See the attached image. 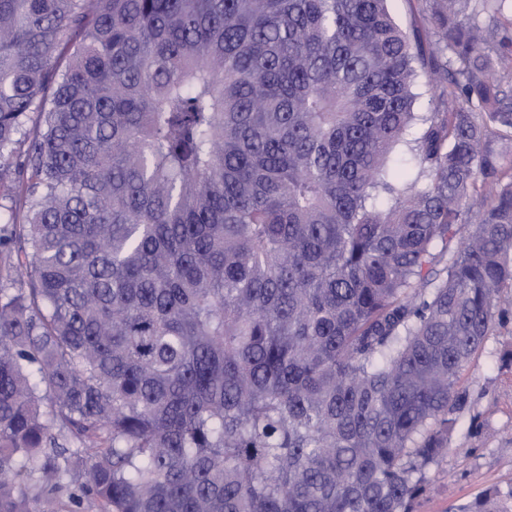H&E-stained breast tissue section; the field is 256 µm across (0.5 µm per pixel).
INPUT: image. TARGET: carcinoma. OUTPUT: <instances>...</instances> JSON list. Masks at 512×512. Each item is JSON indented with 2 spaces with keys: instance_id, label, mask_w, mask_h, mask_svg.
I'll list each match as a JSON object with an SVG mask.
<instances>
[{
  "instance_id": "cac0c4a2",
  "label": "carcinoma",
  "mask_w": 512,
  "mask_h": 512,
  "mask_svg": "<svg viewBox=\"0 0 512 512\" xmlns=\"http://www.w3.org/2000/svg\"><path fill=\"white\" fill-rule=\"evenodd\" d=\"M387 2L0 0V512H411L512 305V18ZM426 3V0H390L388 7L404 29L425 38L430 27Z\"/></svg>"
}]
</instances>
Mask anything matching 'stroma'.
Segmentation results:
<instances>
[{"label": "stroma", "mask_w": 512, "mask_h": 512, "mask_svg": "<svg viewBox=\"0 0 512 512\" xmlns=\"http://www.w3.org/2000/svg\"><path fill=\"white\" fill-rule=\"evenodd\" d=\"M467 407L448 437V453L426 470L412 512H448L489 488L512 489V309L463 370Z\"/></svg>", "instance_id": "1"}]
</instances>
